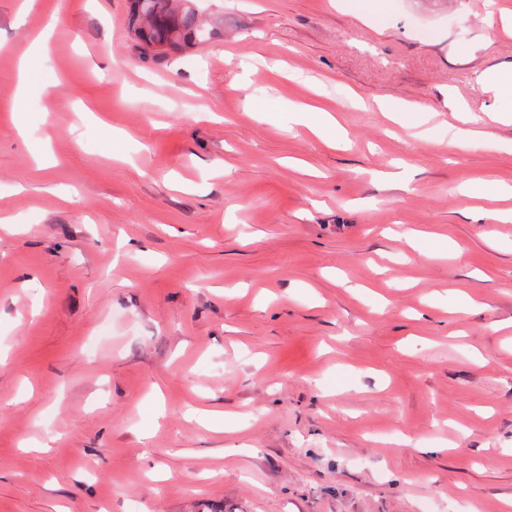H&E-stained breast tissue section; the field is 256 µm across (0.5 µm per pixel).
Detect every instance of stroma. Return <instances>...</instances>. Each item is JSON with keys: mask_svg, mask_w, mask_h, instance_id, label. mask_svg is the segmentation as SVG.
I'll list each match as a JSON object with an SVG mask.
<instances>
[{"mask_svg": "<svg viewBox=\"0 0 512 512\" xmlns=\"http://www.w3.org/2000/svg\"><path fill=\"white\" fill-rule=\"evenodd\" d=\"M204 9L0 0V512H512V0ZM133 3L131 23L147 49L162 48L181 55L209 37L197 7L184 3L174 7L172 0H133Z\"/></svg>", "mask_w": 512, "mask_h": 512, "instance_id": "1", "label": "stroma"}]
</instances>
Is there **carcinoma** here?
<instances>
[{
  "label": "carcinoma",
  "instance_id": "carcinoma-1",
  "mask_svg": "<svg viewBox=\"0 0 512 512\" xmlns=\"http://www.w3.org/2000/svg\"><path fill=\"white\" fill-rule=\"evenodd\" d=\"M131 23L147 49L161 48L181 55L209 37L203 28L199 9L172 0H133Z\"/></svg>",
  "mask_w": 512,
  "mask_h": 512
}]
</instances>
